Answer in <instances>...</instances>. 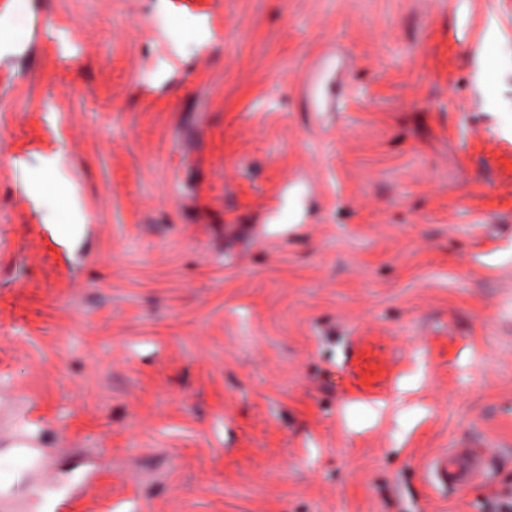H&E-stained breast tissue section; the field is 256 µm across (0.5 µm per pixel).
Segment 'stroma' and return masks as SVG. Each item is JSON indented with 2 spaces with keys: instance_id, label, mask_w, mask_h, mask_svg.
<instances>
[{
  "instance_id": "35a3bbf8",
  "label": "stroma",
  "mask_w": 512,
  "mask_h": 512,
  "mask_svg": "<svg viewBox=\"0 0 512 512\" xmlns=\"http://www.w3.org/2000/svg\"><path fill=\"white\" fill-rule=\"evenodd\" d=\"M18 397L32 512L512 496V0H0ZM484 469L483 458L461 450L452 454L438 455L430 462V473L433 479L445 486H467L481 476Z\"/></svg>"
}]
</instances>
